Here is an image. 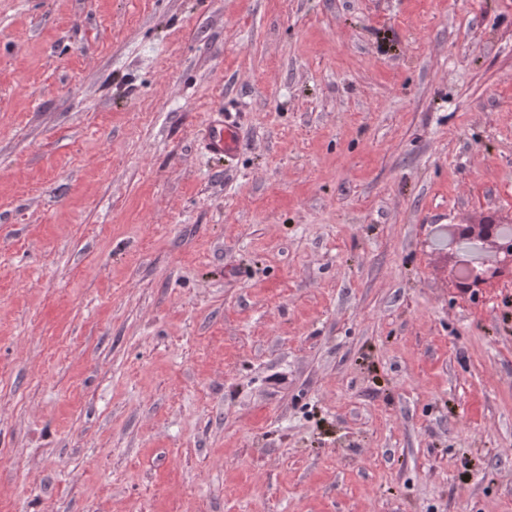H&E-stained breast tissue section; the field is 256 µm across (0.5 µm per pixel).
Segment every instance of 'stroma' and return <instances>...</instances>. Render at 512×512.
Masks as SVG:
<instances>
[{"label": "stroma", "instance_id": "35a3bbf8", "mask_svg": "<svg viewBox=\"0 0 512 512\" xmlns=\"http://www.w3.org/2000/svg\"><path fill=\"white\" fill-rule=\"evenodd\" d=\"M491 219L512 0H0V512H512ZM239 142V132L234 124L225 118L220 120L210 132L207 139V150L213 155L224 158L234 156ZM466 246L470 259L460 260L463 271L454 288L463 295H476L494 282L512 283V241L504 240L487 224H453L448 248Z\"/></svg>", "mask_w": 512, "mask_h": 512}]
</instances>
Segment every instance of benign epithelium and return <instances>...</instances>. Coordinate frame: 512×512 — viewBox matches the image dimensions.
I'll use <instances>...</instances> for the list:
<instances>
[{"label":"benign epithelium","mask_w":512,"mask_h":512,"mask_svg":"<svg viewBox=\"0 0 512 512\" xmlns=\"http://www.w3.org/2000/svg\"><path fill=\"white\" fill-rule=\"evenodd\" d=\"M466 247L470 258L460 261L454 288L463 295L477 294L494 282L512 283V241L504 240L485 224H454L448 248Z\"/></svg>","instance_id":"1"}]
</instances>
